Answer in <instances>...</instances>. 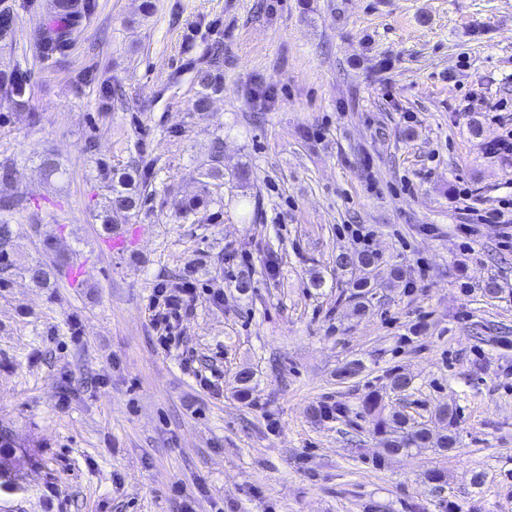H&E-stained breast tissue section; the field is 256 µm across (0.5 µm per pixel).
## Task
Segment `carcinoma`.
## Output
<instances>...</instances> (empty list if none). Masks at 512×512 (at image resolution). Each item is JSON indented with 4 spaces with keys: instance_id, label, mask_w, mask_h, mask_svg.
I'll list each match as a JSON object with an SVG mask.
<instances>
[{
    "instance_id": "obj_1",
    "label": "carcinoma",
    "mask_w": 512,
    "mask_h": 512,
    "mask_svg": "<svg viewBox=\"0 0 512 512\" xmlns=\"http://www.w3.org/2000/svg\"><path fill=\"white\" fill-rule=\"evenodd\" d=\"M68 33L66 27L47 29L42 35V45L46 52H58L67 48ZM212 62L210 66L196 72L195 84L198 87L194 101V109L197 112L208 110L214 95L222 92L224 86L218 74L222 49L219 46L211 49ZM29 77L19 71H13L10 76L1 81L0 88L5 89L18 101H24ZM199 194L175 203L179 217L187 219L196 216L200 208H208L211 205H220L223 201L220 189L224 186V136L215 134L210 140L209 151L206 159L196 168ZM99 176L107 188L105 205L98 217L103 224V229L112 230V214L125 213L133 215L142 207L144 191L148 182L154 176V163L141 161L132 166V170L115 172L104 166L99 167ZM11 242V229L7 223L0 224V274L3 279L17 272L27 278L37 288L49 287L51 280H62L69 276L70 270L67 260L57 256L52 263H35L21 265L12 258L9 247ZM378 262V255L373 252L362 251L355 253H339L336 255V268L341 270L355 269L363 272V276L354 280L351 287L355 293L350 295L354 301L353 313L360 315L366 311V305L362 302L367 289L376 288L378 284L370 281L367 274ZM389 387L396 393H404L410 389L411 379L399 369H393L388 374ZM253 374L249 370L241 371L237 376V395L241 400L248 399L254 386ZM361 407L365 414L372 416L375 433L380 437L384 456L379 461L388 457L408 455L414 450L430 448L435 453L446 456L450 449L457 445L458 412L453 406L444 405L434 412V425L420 421L411 414L397 409H386L383 397L376 391L367 393ZM10 438L5 431L0 432V501L15 494L20 486L17 477L10 476V471L4 468V461L20 462L9 456L11 449L7 448Z\"/></svg>"
}]
</instances>
